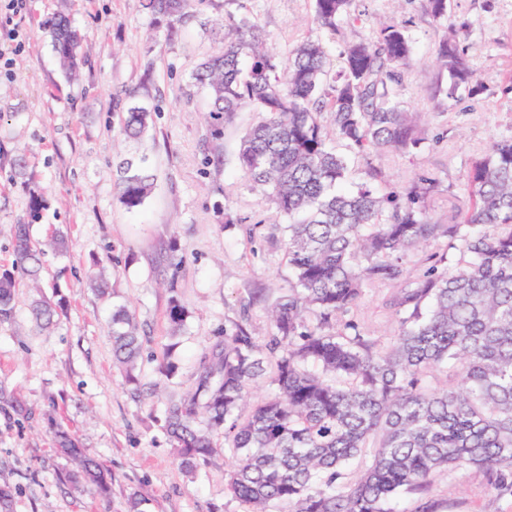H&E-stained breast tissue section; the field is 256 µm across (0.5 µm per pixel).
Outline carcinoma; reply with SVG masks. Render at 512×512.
Segmentation results:
<instances>
[{
	"mask_svg": "<svg viewBox=\"0 0 512 512\" xmlns=\"http://www.w3.org/2000/svg\"><path fill=\"white\" fill-rule=\"evenodd\" d=\"M195 0H142L151 25L196 17ZM450 0H424L435 20ZM319 28L344 43L332 55L318 37L282 51L265 47L254 18L204 19L225 29L223 47L192 74L216 121L249 109L238 164L283 224L292 281L266 309L271 335L262 342L237 325L199 364L193 391L166 403L162 427L187 469L207 461L210 433H224L231 453L225 487L244 512H392L401 495L419 496L434 482L468 468L500 496L512 497V136L494 141L470 169L468 204L446 220L421 205L441 185L434 174L391 184L374 158L418 147L422 129L405 111L403 71L412 43L402 23H383L365 39L357 0H312ZM462 22L440 43L448 83L434 93L450 101L477 97ZM54 49L70 79L81 61V37L62 16ZM113 96L123 135L145 138L151 112ZM117 189L129 210L141 207L154 177L131 160L117 167ZM47 206L29 190L28 220L13 228L17 263L41 288L44 250L30 225ZM390 286L384 305L390 340L358 318L368 288ZM14 271L0 268V322L14 313ZM54 303L34 311L51 323ZM112 344L127 383L142 341L134 315L112 313ZM267 377L274 395L250 400ZM57 447L76 464L70 481L106 495L112 476L88 457L68 427Z\"/></svg>",
	"mask_w": 512,
	"mask_h": 512,
	"instance_id": "obj_1",
	"label": "carcinoma"
}]
</instances>
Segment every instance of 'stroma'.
Returning <instances> with one entry per match:
<instances>
[{
	"instance_id": "35a3bbf8",
	"label": "stroma",
	"mask_w": 512,
	"mask_h": 512,
	"mask_svg": "<svg viewBox=\"0 0 512 512\" xmlns=\"http://www.w3.org/2000/svg\"><path fill=\"white\" fill-rule=\"evenodd\" d=\"M447 19L435 21L423 0H359V28L368 37L380 21L405 23L413 45L404 72L403 101L419 113L425 142L407 154L378 160L388 180L405 185L426 170L446 172L447 183L424 204L437 216L464 206L466 174L500 135L512 132V0H452ZM26 46L0 96V266L14 267V314L0 323V387L16 390L29 416L0 408V485L14 490L12 512H128L131 495L145 512H242L227 493L231 461L223 432L207 463L186 470L161 428L165 398L193 389L201 357L224 331L244 325L266 338L267 306L285 292L292 273L284 234L273 224L261 192L250 189L237 161L252 114L231 122H206L203 94L193 93L199 61L222 46L221 34L192 20L169 39L146 49L149 20L140 0H70L69 17L92 50L78 79H66L52 47L50 28L59 0H28ZM198 13L215 18L250 13L268 49L306 37L341 45L313 21L308 0H201ZM470 26L467 59L486 92L448 102L432 92L439 75L436 51L449 26ZM137 90L152 113L153 129L141 142L123 136L112 97ZM27 167L17 170L19 149ZM223 151L224 163L211 159ZM144 159L155 177L152 195L127 210L115 188L116 165ZM39 186L48 207L32 226L34 242L56 232L68 252L43 258L41 291L15 267L12 227L27 218L29 186ZM174 247L176 266L157 260ZM100 260L110 272L107 295L88 285ZM68 298L50 328L39 327L37 298ZM186 310L179 333L168 322L171 299ZM127 307L143 333L136 373L156 386L157 398L138 401L113 359L112 311ZM173 349L177 368L159 366ZM69 427L88 456L112 474L109 495L80 491L68 480L69 460L54 447L55 424ZM436 512H512L481 474L451 472L428 494Z\"/></svg>"
}]
</instances>
